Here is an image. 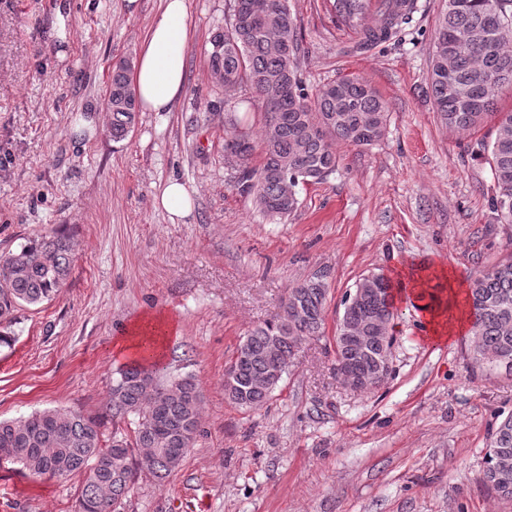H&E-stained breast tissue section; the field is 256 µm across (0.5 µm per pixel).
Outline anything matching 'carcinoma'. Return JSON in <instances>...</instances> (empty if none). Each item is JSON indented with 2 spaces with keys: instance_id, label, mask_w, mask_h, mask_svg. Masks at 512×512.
<instances>
[{
  "instance_id": "carcinoma-1",
  "label": "carcinoma",
  "mask_w": 512,
  "mask_h": 512,
  "mask_svg": "<svg viewBox=\"0 0 512 512\" xmlns=\"http://www.w3.org/2000/svg\"><path fill=\"white\" fill-rule=\"evenodd\" d=\"M252 0H235L231 23L215 33L207 51L210 68L236 94L246 88L261 101V139L230 114L224 153L239 162L242 191L271 219H282L300 205L299 188L320 183L336 170L335 144L369 146L386 133L389 109L378 91L359 76H344L309 96L297 69L301 43L288 0H271L275 10L260 24L243 23ZM335 22L356 37L352 50L369 52L401 40L415 0H328ZM471 32L474 38H462ZM512 0H447L435 34L428 77L430 97L441 122L453 131H478L492 123L487 152L494 193L491 205L502 224H512V110L500 112L499 90L512 89ZM127 59L112 65L105 98L112 140L127 137L138 118ZM73 262L69 236L55 233L26 240L0 253V324L20 307L55 298ZM327 274L319 272L290 288L283 315L252 329L239 344L224 385L232 403L256 408L278 385L275 365L288 372L294 348L325 332ZM361 293L344 303L336 335V375L358 380L382 365L391 372L397 314V287L382 274L363 277ZM469 318L470 349L476 363L512 370V259L499 261L472 279L457 301ZM154 348L128 363L112 387V420L137 415L133 442L102 444L100 424L79 413L45 409L27 417L0 420V450L12 449L9 464L36 478H81L77 512H117L137 472L165 479L181 465L198 436L202 398L191 378L160 382L150 370ZM148 449L133 459L131 449ZM484 480L512 500V415L496 429L485 457Z\"/></svg>"
}]
</instances>
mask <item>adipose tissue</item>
Masks as SVG:
<instances>
[{
	"label": "adipose tissue",
	"mask_w": 512,
	"mask_h": 512,
	"mask_svg": "<svg viewBox=\"0 0 512 512\" xmlns=\"http://www.w3.org/2000/svg\"><path fill=\"white\" fill-rule=\"evenodd\" d=\"M189 41L188 0H162L134 64V91L142 111H170L184 92Z\"/></svg>",
	"instance_id": "1"
}]
</instances>
